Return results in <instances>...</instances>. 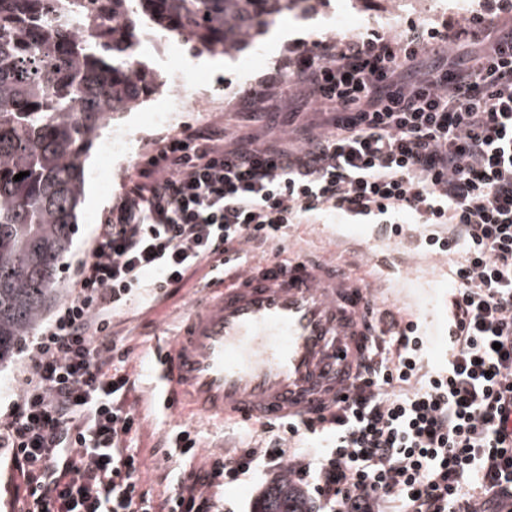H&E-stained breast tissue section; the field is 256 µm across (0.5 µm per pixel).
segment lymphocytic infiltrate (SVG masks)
<instances>
[{
	"mask_svg": "<svg viewBox=\"0 0 512 512\" xmlns=\"http://www.w3.org/2000/svg\"><path fill=\"white\" fill-rule=\"evenodd\" d=\"M478 42L475 56L421 67L433 41ZM327 114L301 144L228 146L220 131L162 139L97 225L67 299L27 344L15 400L0 412V449L16 512H224L227 484L290 472L314 512H512V0L370 29L307 49L245 90L264 107L283 82ZM431 226L428 249L452 253L450 357L423 369L416 325L385 341L338 415L265 423L271 438L236 456L209 452L154 496L144 459L131 348L112 320L153 308L193 278L223 281L217 256L280 242L319 215ZM331 444L317 460L288 438Z\"/></svg>",
	"mask_w": 512,
	"mask_h": 512,
	"instance_id": "f902f5d3",
	"label": "lymphocytic infiltrate"
}]
</instances>
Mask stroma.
<instances>
[{"label":"stroma","instance_id":"obj_1","mask_svg":"<svg viewBox=\"0 0 512 512\" xmlns=\"http://www.w3.org/2000/svg\"><path fill=\"white\" fill-rule=\"evenodd\" d=\"M343 5L347 6L350 19L345 26L340 27L336 24V14ZM473 7V0H430L428 6L422 9L415 8L413 0H315L308 14L289 17L283 20L282 25L288 29H301L304 41L311 45L339 35L363 32L370 27L388 32L409 20L423 21L436 14H463ZM257 55L261 56V63L246 68V61ZM287 55V43L269 42L261 34L225 57L223 70L204 72L193 66L198 54L191 43L183 40L171 49L163 42H156L146 64L159 74L163 81L162 87L150 93L136 108L115 117L113 124L127 128L129 134H137L141 116L163 103L173 90V71L180 70L186 72L187 76L203 81L211 94L213 110L203 116L185 114L182 122L175 125L159 124L152 127L149 131L152 141L206 128L223 131L224 140L229 144L245 143L253 137L261 141L271 135L291 137L304 126L320 129L323 114L315 112L294 88L283 89L277 99L278 109L270 122L250 113L248 106L239 97L244 87L274 71L276 64ZM144 159V154L139 153L126 164L114 161L112 181L104 193L102 204H93L91 197H84L73 236L71 259L83 255L96 225L103 223L105 214L121 192L123 178L134 176ZM424 231V226L406 224L402 227L401 235L371 241L364 229L358 228L342 236L337 234L334 224L313 217L289 227L288 236L281 245V254L289 257L303 250H311L353 263L361 262L363 254L367 252L384 254L389 265V278L385 284L383 304L433 315L423 362L425 370L429 371L443 363L448 350L444 324L448 319V291L452 284L447 269L436 267L435 255L422 247L421 236ZM200 294L197 288H181L172 298L153 309L129 316L122 325L130 337V364L139 375V410L144 422L138 446L146 462L144 479L149 483L160 473L168 472L176 477L195 465L190 457L176 455L168 459L155 451L158 440L174 428L175 423L154 405L156 392L152 365L156 347L170 340L179 328L183 313ZM190 425L198 431L202 447L217 449L229 455L241 448L261 447L265 437L262 426L244 421L213 423L197 418L191 420Z\"/></svg>","mask_w":512,"mask_h":512}]
</instances>
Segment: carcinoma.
I'll use <instances>...</instances> for the list:
<instances>
[{"label": "carcinoma", "instance_id": "obj_1", "mask_svg": "<svg viewBox=\"0 0 512 512\" xmlns=\"http://www.w3.org/2000/svg\"><path fill=\"white\" fill-rule=\"evenodd\" d=\"M309 0H0V364L59 294L84 194V156L118 112L157 88L130 66L140 23L230 54ZM20 172L22 180H14ZM253 512H312L278 480Z\"/></svg>", "mask_w": 512, "mask_h": 512}]
</instances>
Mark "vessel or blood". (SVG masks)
Wrapping results in <instances>:
<instances>
[{
    "label": "vessel or blood",
    "mask_w": 512,
    "mask_h": 512,
    "mask_svg": "<svg viewBox=\"0 0 512 512\" xmlns=\"http://www.w3.org/2000/svg\"><path fill=\"white\" fill-rule=\"evenodd\" d=\"M373 278L308 253L234 266L156 356L170 416L259 423L331 412L379 336Z\"/></svg>",
    "instance_id": "obj_1"
}]
</instances>
